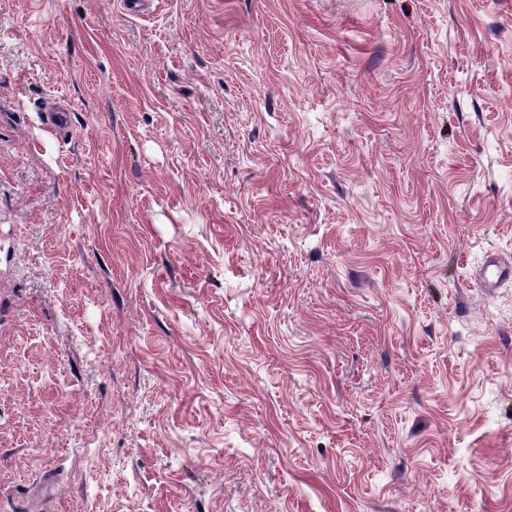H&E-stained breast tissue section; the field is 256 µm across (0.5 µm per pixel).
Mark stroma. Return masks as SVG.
Masks as SVG:
<instances>
[{
  "mask_svg": "<svg viewBox=\"0 0 512 512\" xmlns=\"http://www.w3.org/2000/svg\"><path fill=\"white\" fill-rule=\"evenodd\" d=\"M512 0H0V512H512ZM481 275L491 287H498L512 282V259L492 255L482 268Z\"/></svg>",
  "mask_w": 512,
  "mask_h": 512,
  "instance_id": "35a3bbf8",
  "label": "stroma"
}]
</instances>
